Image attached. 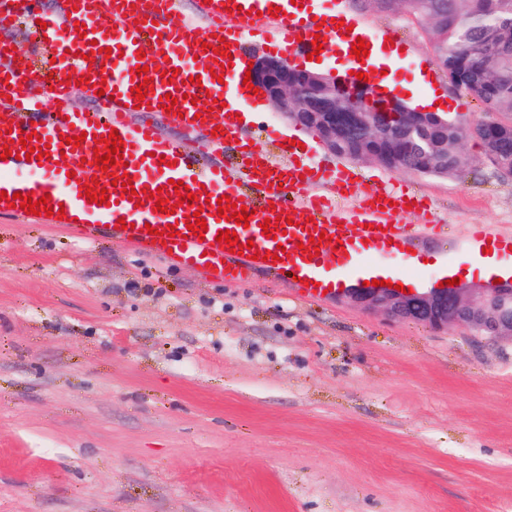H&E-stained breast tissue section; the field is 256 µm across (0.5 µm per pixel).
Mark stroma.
Returning a JSON list of instances; mask_svg holds the SVG:
<instances>
[{
	"instance_id": "1",
	"label": "stroma",
	"mask_w": 512,
	"mask_h": 512,
	"mask_svg": "<svg viewBox=\"0 0 512 512\" xmlns=\"http://www.w3.org/2000/svg\"><path fill=\"white\" fill-rule=\"evenodd\" d=\"M379 40L410 102L472 119L410 18L340 0ZM0 43L52 66L26 22ZM425 68L432 84L416 79ZM311 134L265 107L244 137ZM458 176L354 162L360 190L410 191L433 220L512 226V179L466 141ZM424 239L401 275L446 277ZM0 512H512V341L397 322L265 279L191 269L27 218L0 217Z\"/></svg>"
}]
</instances>
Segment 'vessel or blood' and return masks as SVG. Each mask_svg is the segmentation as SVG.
Returning <instances> with one entry per match:
<instances>
[{
    "instance_id": "b4317fda",
    "label": "vessel or blood",
    "mask_w": 512,
    "mask_h": 512,
    "mask_svg": "<svg viewBox=\"0 0 512 512\" xmlns=\"http://www.w3.org/2000/svg\"><path fill=\"white\" fill-rule=\"evenodd\" d=\"M174 0H59L56 10L47 11L41 0H0V26L13 25L18 12L30 20L46 22L44 46L56 60L57 84L48 96L36 92L44 78L39 70L13 66L11 55L0 47V192L47 197L49 208H64L59 227L87 242L107 241L135 251L163 258L170 266L190 268L212 284H238L257 277L272 279L311 297L335 295L348 287L342 267L355 265L363 257L384 254L403 257L421 236L440 237V225L402 224L411 198L396 190H384L382 198L367 194L354 198L357 175L351 168L310 170L293 163L298 149L284 143L277 155H270L257 140L242 138L230 113L221 112L223 102L246 96L244 71L226 72L212 78L209 68L219 41L229 44V54L242 56V34L255 26L273 25L281 50L308 54L313 50L315 25L289 11L277 17L269 13V0H202L197 10L208 22L203 36H195L176 15ZM209 51H202V44ZM198 66H188L189 58ZM147 65V73L137 65ZM87 79L90 90H104L111 97L108 113L74 112L66 105L67 76ZM150 78L151 93L144 100L132 90L143 78ZM168 110L180 125L208 130L210 136L199 152H181L162 139L153 123L130 124L129 112ZM124 142L123 160L112 170H101L95 162L94 147L110 132ZM37 133L49 152L40 159H15L20 138ZM85 133L80 146L67 144L72 133ZM234 145L242 160L240 169L259 194L256 213L248 224L220 217L217 200L237 197L240 186L231 182L220 161L209 159L211 148ZM129 175L132 186L141 190L139 201H131L122 186L113 185L114 176ZM183 181L196 194L203 208L178 203L174 183ZM331 184L343 198L342 207L329 204L322 195L307 194L311 184ZM106 189L105 203L88 201L85 189L91 185ZM160 191L174 205V212L158 211L149 194ZM279 217V235L266 237L265 219ZM204 218L203 236L186 234L188 224ZM175 235H167V227ZM235 231L239 244L255 250L276 251L284 247L283 261L250 260L232 254L218 235ZM313 242L316 256L302 253L300 246ZM512 248V228L491 224L468 225L458 242L461 252Z\"/></svg>"
}]
</instances>
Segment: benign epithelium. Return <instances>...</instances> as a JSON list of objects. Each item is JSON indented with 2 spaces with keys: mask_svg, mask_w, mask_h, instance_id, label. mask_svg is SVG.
Instances as JSON below:
<instances>
[{
  "mask_svg": "<svg viewBox=\"0 0 512 512\" xmlns=\"http://www.w3.org/2000/svg\"><path fill=\"white\" fill-rule=\"evenodd\" d=\"M251 83L283 120L299 130L313 134L321 146L334 156L358 161H372L389 170L406 166L379 153L363 152L367 144L378 139L386 129V116L405 111L411 124L429 135L439 130V113L421 108H408L402 98L378 95L368 100L367 85L350 72L316 73L299 68L283 56L252 59ZM346 102L336 107V93ZM347 113L357 131L355 154L339 148L336 134V112ZM341 296L361 309L378 312L395 321L422 323L442 330L450 326L490 338L512 340V282L505 281L483 287L468 285L431 288L426 292L407 289L402 293L387 286H365L361 283L345 289Z\"/></svg>",
  "mask_w": 512,
  "mask_h": 512,
  "instance_id": "1",
  "label": "benign epithelium"
}]
</instances>
